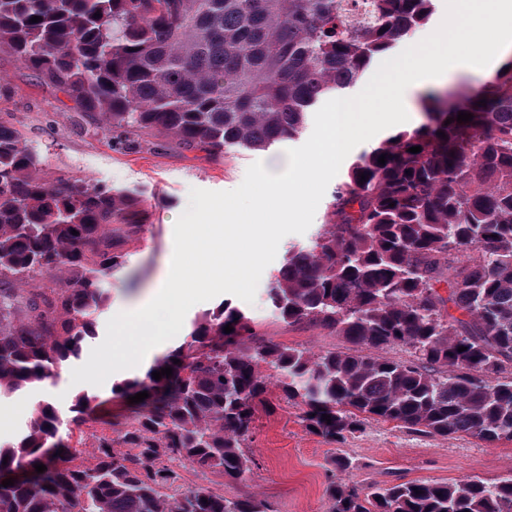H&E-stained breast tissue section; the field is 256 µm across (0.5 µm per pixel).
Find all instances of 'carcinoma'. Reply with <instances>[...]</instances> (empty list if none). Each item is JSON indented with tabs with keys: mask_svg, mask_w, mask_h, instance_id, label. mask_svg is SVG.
Returning <instances> with one entry per match:
<instances>
[{
	"mask_svg": "<svg viewBox=\"0 0 512 512\" xmlns=\"http://www.w3.org/2000/svg\"><path fill=\"white\" fill-rule=\"evenodd\" d=\"M343 2L0 0V49L104 131L156 128L215 158L229 145L265 151L298 137L312 106L393 54L433 11V0H371L349 24ZM424 108L419 126L351 165L327 224L288 252L269 290L288 325L329 330L367 353L269 342L226 302L143 378L113 385L119 397H149L105 422L95 462H75L62 444L60 455L46 450L58 417L38 405L27 433L0 448V482L14 479L0 485V512H273L183 475L251 473L244 448L273 377L329 440L371 418L426 436L512 441V61L460 104L431 94ZM460 111L473 118L455 121ZM148 221L136 195L47 178L20 131L0 124V396L79 356L126 263L123 239ZM28 279L44 284L13 287ZM394 347L412 358L376 355ZM165 367L173 375L154 379ZM327 495L328 512H512V476L401 482L365 496L333 481Z\"/></svg>",
	"mask_w": 512,
	"mask_h": 512,
	"instance_id": "obj_1",
	"label": "carcinoma"
}]
</instances>
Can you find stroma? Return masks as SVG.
I'll return each instance as SVG.
<instances>
[{"label": "stroma", "mask_w": 512, "mask_h": 512, "mask_svg": "<svg viewBox=\"0 0 512 512\" xmlns=\"http://www.w3.org/2000/svg\"><path fill=\"white\" fill-rule=\"evenodd\" d=\"M0 123L23 134L28 146L43 157L48 177L83 178L139 195L145 202L149 224L143 234L122 245L127 261L112 280V303L97 319L95 334L87 342L91 348L103 341L107 322L120 312L122 300L153 287L170 263L174 224L188 205L190 190L235 189L252 163L283 155L292 147L287 141L258 152L237 145L225 148L223 158L214 161L153 130L139 132L135 148H127L123 131L95 130L64 93L35 84L28 70L6 51L0 52ZM331 200V194H324L305 233L281 240L275 260L261 276L254 303L238 304L268 341L314 353L349 349L342 337L328 330L288 326L268 304L273 276L289 249L314 239L326 221ZM149 367L145 361L115 372L100 386L72 383L70 372L57 371L25 393L0 399V445L16 441L34 407L48 401L60 420L57 441L89 456L95 434L104 429V418L119 419L130 410L128 399L113 394V384L143 377ZM82 394L93 397L99 408L76 425L72 406ZM268 398L270 406L260 413L247 450L255 461L252 472L242 478H223L188 470L184 473L187 483L212 488L228 499L265 500L273 512H328L326 489L333 478L366 495L375 487L403 481L453 483L473 476L489 481L512 476L510 441L490 447L464 433L429 437L371 419L344 440L330 441L306 429L301 407L285 399L278 387H271ZM339 455L350 459L348 470L335 471L333 462Z\"/></svg>", "instance_id": "obj_1"}]
</instances>
